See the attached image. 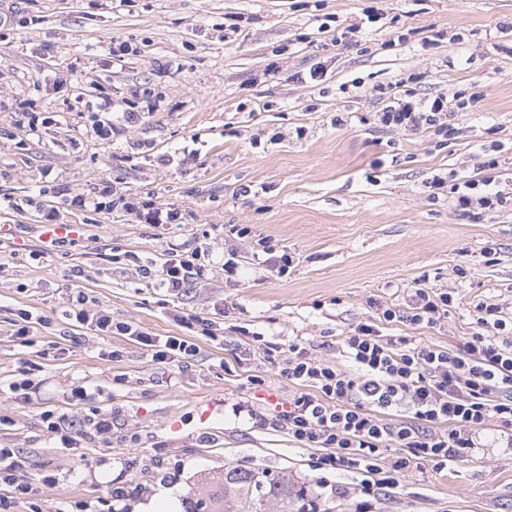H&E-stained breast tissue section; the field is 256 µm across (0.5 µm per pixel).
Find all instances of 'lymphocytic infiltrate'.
<instances>
[{"label":"lymphocytic infiltrate","instance_id":"1","mask_svg":"<svg viewBox=\"0 0 512 512\" xmlns=\"http://www.w3.org/2000/svg\"><path fill=\"white\" fill-rule=\"evenodd\" d=\"M453 110L445 94L404 98L378 115L381 125L411 132L448 130ZM496 159L453 185L455 205L492 211L512 204L498 190ZM453 297L415 289L409 309L382 307L378 321L366 320L341 342L340 367L314 357L306 346L290 344L280 373L299 386L275 422L302 447L322 449L318 469L361 476L363 506L371 512L383 490L396 488L420 464L447 469L471 456L489 421L512 428V317L498 304L476 306L478 332L457 350L408 345L406 338L382 335L378 323L437 325ZM151 361L168 364L196 355L198 347L179 336L137 333Z\"/></svg>","mask_w":512,"mask_h":512}]
</instances>
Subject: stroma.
Here are the masks:
<instances>
[{
  "label": "stroma",
  "mask_w": 512,
  "mask_h": 512,
  "mask_svg": "<svg viewBox=\"0 0 512 512\" xmlns=\"http://www.w3.org/2000/svg\"><path fill=\"white\" fill-rule=\"evenodd\" d=\"M0 28V385L30 378L26 403L0 392V448L18 450L40 483L9 512H46L60 501L107 512L105 486L128 481L125 512L159 488L218 493L225 467L243 464L305 485L317 512H360L350 472L318 485V449L287 430L253 424L231 406L252 393L287 401L297 387L250 333L280 347L304 343L344 364L343 338L374 314L406 308L420 276L454 302L437 326L380 323L386 336L456 349L477 332L474 307L512 315V207L456 210L435 198L495 155L512 188V0H14ZM379 28L348 33L365 7ZM129 55L111 60L109 45ZM323 65L321 80L300 82ZM390 95L477 96L453 133L380 126ZM99 96L126 99L138 118L108 129L89 110ZM90 201L75 204V196ZM178 209L146 223L144 203ZM78 224V239L45 249L43 214ZM248 236H239L241 227ZM287 247L280 277L258 263V241ZM197 252L205 279L180 293L157 287L171 248ZM495 259L485 256V249ZM234 254L237 276L226 277ZM117 322L196 343L185 362H150L134 337H102L65 312L77 293ZM30 314L32 346L12 341ZM197 322L185 326L177 314ZM261 375L250 388L247 377ZM87 397L74 405L72 387ZM221 403L207 411L208 399ZM112 418L109 440L59 447L46 413ZM180 430H172V422ZM495 447L435 472L423 464L375 512H512V431L489 423Z\"/></svg>",
  "instance_id": "1"
}]
</instances>
